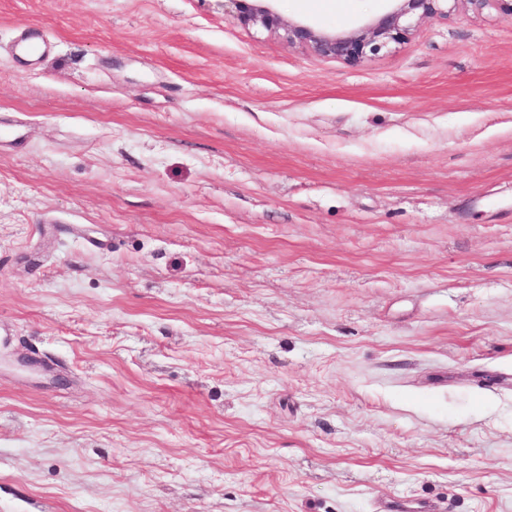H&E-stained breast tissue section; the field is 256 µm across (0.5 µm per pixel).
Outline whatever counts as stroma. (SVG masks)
Returning a JSON list of instances; mask_svg holds the SVG:
<instances>
[{
	"mask_svg": "<svg viewBox=\"0 0 512 512\" xmlns=\"http://www.w3.org/2000/svg\"><path fill=\"white\" fill-rule=\"evenodd\" d=\"M17 124L0 512H512V17L350 65L224 0H0Z\"/></svg>",
	"mask_w": 512,
	"mask_h": 512,
	"instance_id": "obj_1",
	"label": "stroma"
}]
</instances>
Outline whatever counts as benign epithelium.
<instances>
[{
  "label": "benign epithelium",
  "mask_w": 512,
  "mask_h": 512,
  "mask_svg": "<svg viewBox=\"0 0 512 512\" xmlns=\"http://www.w3.org/2000/svg\"><path fill=\"white\" fill-rule=\"evenodd\" d=\"M271 0H224L229 12L243 25L283 37L322 58L357 64L392 43L409 38L425 21L448 17L459 8L480 12L495 8L512 17V0H387L386 9L374 19L343 32H329L307 22L284 20L270 6Z\"/></svg>",
  "instance_id": "obj_1"
}]
</instances>
